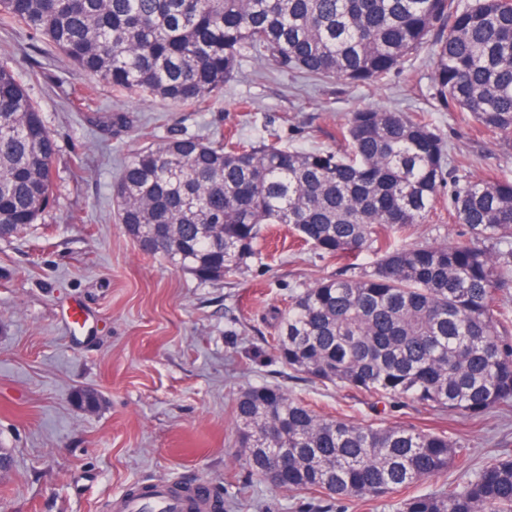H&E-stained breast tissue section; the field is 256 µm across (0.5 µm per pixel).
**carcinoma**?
Wrapping results in <instances>:
<instances>
[{
	"label": "carcinoma",
	"instance_id": "obj_1",
	"mask_svg": "<svg viewBox=\"0 0 512 512\" xmlns=\"http://www.w3.org/2000/svg\"><path fill=\"white\" fill-rule=\"evenodd\" d=\"M63 53L85 86L199 107L245 57L281 72L387 79L433 48V99L468 112L512 149V0H0V29ZM21 80L0 60V231L36 223L57 189L59 147ZM340 151L170 137L133 154L112 187L117 217L146 255L200 283L262 259L267 224H288L322 259L380 255L371 270L298 288L274 312L282 366L312 380L472 419L512 405V180L460 179L466 162L421 116L366 108L336 133ZM461 243L398 246L445 183ZM237 458L248 476L392 512H512V457L430 493L468 447L447 433L324 417L277 385L241 391Z\"/></svg>",
	"mask_w": 512,
	"mask_h": 512
}]
</instances>
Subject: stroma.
<instances>
[{
    "label": "stroma",
    "mask_w": 512,
    "mask_h": 512,
    "mask_svg": "<svg viewBox=\"0 0 512 512\" xmlns=\"http://www.w3.org/2000/svg\"><path fill=\"white\" fill-rule=\"evenodd\" d=\"M20 77L39 69L31 94L59 145V189L36 224L0 239V448L13 468L0 476V512H110L137 484L203 480L237 502L233 512H299L302 495L245 483L236 459L233 404L262 382L284 388L319 414L363 425H401L466 442L470 451L449 480L512 454V410L472 421L422 406L387 407L347 387L289 371L267 344L275 309L297 288L358 269L327 262L300 246L288 225H270L262 261L218 283H198L161 258L142 255L119 224L112 185L141 147L186 133L212 139L233 133L248 142L336 151V129L363 108L422 113L464 156L466 173L512 179V150L476 131L469 113L444 112L430 99L431 48L384 82L353 85L331 78L281 75L247 60L204 110L99 86L97 113L71 109L81 79L57 51L19 30H0V59ZM251 111L238 108L239 101ZM121 114L122 126L107 125ZM440 195L411 245L465 240ZM80 303L90 318L80 332L64 311ZM96 389L97 410L78 409V391ZM247 494H240V487Z\"/></svg>",
    "instance_id": "obj_1"
}]
</instances>
